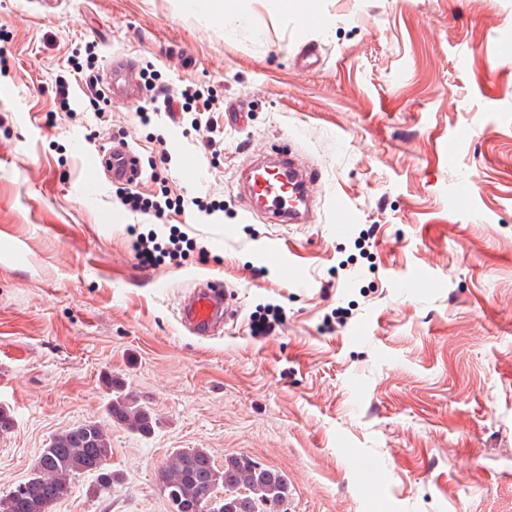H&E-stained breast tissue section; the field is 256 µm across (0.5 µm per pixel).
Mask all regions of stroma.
Masks as SVG:
<instances>
[{"label":"stroma","mask_w":512,"mask_h":512,"mask_svg":"<svg viewBox=\"0 0 512 512\" xmlns=\"http://www.w3.org/2000/svg\"><path fill=\"white\" fill-rule=\"evenodd\" d=\"M317 2L222 0L247 17L229 33L188 0H0V498L95 421L118 478L98 495L72 477L54 512H170L178 448L280 471L288 512H512V0ZM89 44L97 106L69 65ZM117 56L167 95L209 91L207 128L140 123L149 92L104 81ZM116 131L138 190L182 212L124 211L103 172L85 197ZM273 145L319 171L306 223L243 219L240 174ZM132 227L157 234L154 262ZM202 277L237 309L207 339L178 314ZM108 377L153 409L151 435L111 422Z\"/></svg>","instance_id":"stroma-1"}]
</instances>
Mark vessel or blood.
Listing matches in <instances>:
<instances>
[{
	"label": "vessel or blood",
	"mask_w": 512,
	"mask_h": 512,
	"mask_svg": "<svg viewBox=\"0 0 512 512\" xmlns=\"http://www.w3.org/2000/svg\"><path fill=\"white\" fill-rule=\"evenodd\" d=\"M137 85L136 67L126 58L112 62V86L125 94H132ZM108 175L115 182H134L137 176L136 160L131 151L117 145L108 154ZM314 175L302 169L294 157L279 154L251 170L247 177L249 203L245 218L256 212L287 223L298 224L304 213L299 204L307 202L306 185ZM234 314L229 289L215 285L187 293L179 312L183 326L193 335L208 337L223 329Z\"/></svg>",
	"instance_id": "1"
}]
</instances>
